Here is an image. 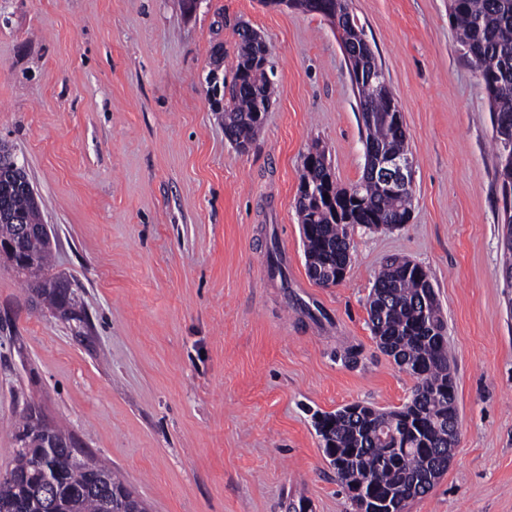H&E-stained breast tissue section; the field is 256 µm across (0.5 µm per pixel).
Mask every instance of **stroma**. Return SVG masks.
Wrapping results in <instances>:
<instances>
[{"label":"stroma","mask_w":512,"mask_h":512,"mask_svg":"<svg viewBox=\"0 0 512 512\" xmlns=\"http://www.w3.org/2000/svg\"><path fill=\"white\" fill-rule=\"evenodd\" d=\"M403 115L412 216L349 228L335 286L307 274L295 208L324 149L359 182L362 120L336 33L262 0H0V143L23 161L85 315L34 304L0 261V475L25 405L119 471L150 512H354L316 429L359 402L408 403L368 297L391 257L429 272L448 323L458 442L405 512H512V294L485 87L448 0H350ZM268 43L276 92L247 150L206 77L235 27ZM280 256L284 275L270 270Z\"/></svg>","instance_id":"1"}]
</instances>
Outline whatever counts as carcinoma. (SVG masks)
<instances>
[{
	"mask_svg": "<svg viewBox=\"0 0 512 512\" xmlns=\"http://www.w3.org/2000/svg\"><path fill=\"white\" fill-rule=\"evenodd\" d=\"M449 18L454 22L457 41L467 61L482 79L493 125L497 177L503 194L502 273H512V0H448ZM236 64L231 82L221 80L224 104V133L252 142L261 130L267 112L272 83L268 72L271 59L259 56L245 30L238 31ZM351 49L358 50L347 66L351 74L377 64L363 28H344ZM357 105L361 112L365 143L399 154H408L409 138L398 105L387 85L357 84ZM316 163L303 164L296 210L303 233L307 270L336 266L351 251L348 227L361 224L368 229L393 228L411 218L409 194L389 195L363 175L350 186L334 178L325 150L312 148ZM21 174L0 168V207L25 224L42 223L39 205L16 186ZM331 196L324 197L325 193ZM26 249L34 253L42 280L51 281V244L30 240ZM371 331L379 347L388 342L409 364L416 380L410 402L399 410L379 411L365 407L356 418L329 414L322 419L325 443L357 452L344 459L340 482L343 487L363 476L375 483L383 496L400 497L401 502L427 493L433 483L428 474L443 459L439 449L448 448L447 421L458 417L455 384L450 368L448 343L428 335L426 322L441 321V308L426 269L408 258L390 259L379 271L369 295ZM388 424L403 434L400 444L411 451L393 458V441L382 437L379 426ZM41 432L58 442L57 448L14 450L11 471L39 479L42 469L66 471L68 489L58 492L53 509L44 508L32 495L31 485L0 478V512H107L105 495L86 492L88 477L101 464L82 456L69 462L64 447L68 432L43 422Z\"/></svg>",
	"mask_w": 512,
	"mask_h": 512,
	"instance_id": "obj_1",
	"label": "carcinoma"
}]
</instances>
